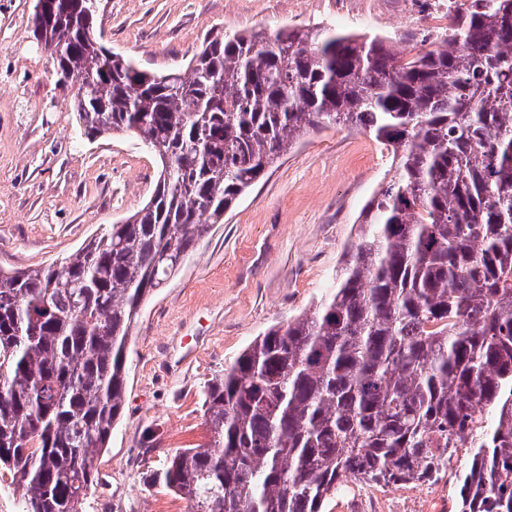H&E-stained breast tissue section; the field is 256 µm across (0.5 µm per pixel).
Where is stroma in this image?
Returning a JSON list of instances; mask_svg holds the SVG:
<instances>
[{
	"label": "stroma",
	"mask_w": 512,
	"mask_h": 512,
	"mask_svg": "<svg viewBox=\"0 0 512 512\" xmlns=\"http://www.w3.org/2000/svg\"><path fill=\"white\" fill-rule=\"evenodd\" d=\"M437 0H97L112 53L160 73L185 71L204 40L321 26L418 50L447 28ZM35 0H0V269L59 262L139 209L158 164L133 134L88 139L32 32ZM393 174L368 132L330 126L302 137L211 226L144 304L130 341L123 411L93 461L82 512H185L146 479L167 453L204 444L203 389L270 326L313 310L338 281L358 216ZM365 489L366 512H450L452 476Z\"/></svg>",
	"instance_id": "obj_1"
}]
</instances>
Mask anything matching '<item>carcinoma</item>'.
<instances>
[{
  "mask_svg": "<svg viewBox=\"0 0 512 512\" xmlns=\"http://www.w3.org/2000/svg\"><path fill=\"white\" fill-rule=\"evenodd\" d=\"M57 74L88 137L135 133L149 200L59 264L0 270V469L24 512H82L123 409L143 301L311 130L392 153L336 288L208 381L211 437L149 471L188 512H326L355 479L453 468L457 512H512V0H464L405 56L318 26L217 35L156 75L83 37L86 0H45Z\"/></svg>",
  "mask_w": 512,
  "mask_h": 512,
  "instance_id": "cac0c4a2",
  "label": "carcinoma"
}]
</instances>
